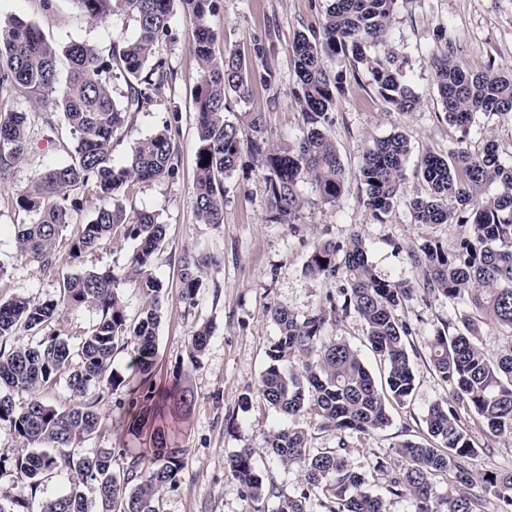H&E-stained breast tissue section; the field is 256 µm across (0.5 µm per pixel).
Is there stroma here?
<instances>
[{"label":"stroma","mask_w":512,"mask_h":512,"mask_svg":"<svg viewBox=\"0 0 512 512\" xmlns=\"http://www.w3.org/2000/svg\"><path fill=\"white\" fill-rule=\"evenodd\" d=\"M326 5V0H216L210 18L217 35L216 54L227 49L249 50L257 38L267 46L275 82L254 85L250 100L232 103L231 110L236 116L263 113L265 137L271 144L297 140L304 129L301 107L292 94L295 68L288 45L296 33L317 26ZM0 19L34 24L59 48L72 42L91 44L104 60L113 43L136 31L131 14L116 12L97 20L85 16L74 0H0ZM189 38L188 18L176 13L168 34L155 46L156 57L165 60L174 74L171 87L134 113L130 132L112 149L116 161H125L136 142L164 127L178 149L177 177L136 183L126 200L128 211L155 214L166 226V238L153 267L165 289L154 368L150 375L133 376L131 348L115 351L112 368L130 382L115 389L103 384L88 391L86 398L95 402L102 424L79 449L151 447V427H144L137 437L128 431L134 414L130 400L151 397L159 413L157 425L187 451L177 486L163 495L161 512H254V502L228 471L226 459L238 448L257 447L260 431L280 423L258 396L267 352L278 336L268 309L282 305L301 317L325 298L342 300L347 287L344 280L305 272L304 264L317 241L344 246L353 234H360L375 273L414 288L400 318L411 332L407 351L415 389L404 404L393 407L387 428L366 436L343 437L314 427L310 416L295 417L294 426L308 429L310 446L333 448L343 440L352 449L349 460L354 467L368 471L380 462L391 470L402 463L397 445L408 439L426 440L429 409L450 401L451 389L432 365L430 343L438 329L458 324L465 306L456 299L424 294L423 272L410 254L430 241L453 246L458 228L415 223L407 201L425 191L422 180L414 175L421 157L429 152L447 155L462 137L443 116L433 81L432 52L447 48L455 62L467 69L490 62L505 71L512 69V0H405L399 6L386 43L374 52L383 56L391 51L403 60L405 78L419 103L414 111H396L379 97L366 72L350 79L327 128L346 170L344 195L338 205H325L317 202L311 184H299L307 204L293 225L267 222L269 200L262 171L247 158L224 180L223 224L198 220L193 194L197 137L192 91L201 68L188 49ZM0 112L29 113L31 141L25 160L0 181V264L8 270L0 278V302L18 295L52 298L67 274L122 268L135 243L120 226L113 228L111 240L100 249L77 259L69 256L82 224L95 214L98 202L94 199L75 214L66 229L55 270H43L21 255L16 226L27 215L17 207L16 196L46 164L64 158L73 140L50 105L12 88H0ZM393 132L409 141V178L403 200L377 222L361 204L365 190L357 176L358 162L372 140ZM465 137L476 152L487 140H495L502 158L512 162V118L478 116ZM188 249L203 250L217 259L206 269L204 286L192 307L182 302L179 288L180 257ZM204 321L211 324L212 336L194 364L189 339L195 326ZM179 389L191 394L190 409L179 408L172 399V392ZM468 429L478 447L472 466L477 479L471 492L480 496L484 474L512 471V434L495 435L474 423Z\"/></svg>","instance_id":"stroma-1"}]
</instances>
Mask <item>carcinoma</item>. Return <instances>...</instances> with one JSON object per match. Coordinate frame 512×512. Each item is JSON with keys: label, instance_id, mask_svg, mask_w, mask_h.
Masks as SVG:
<instances>
[{"label": "carcinoma", "instance_id": "carcinoma-1", "mask_svg": "<svg viewBox=\"0 0 512 512\" xmlns=\"http://www.w3.org/2000/svg\"><path fill=\"white\" fill-rule=\"evenodd\" d=\"M75 2L94 18L119 5L135 17L137 32L113 45L106 63L91 45H68L64 53L69 69L63 82L57 69L58 50L36 26L20 20L0 23V85L6 83L37 100L57 94V110L74 139L67 159L39 172L31 186L18 194V208L36 219L17 225V240L26 258L45 270L54 269L60 259L58 242L74 214L84 209L87 198L79 190L87 187L100 207L82 226L70 255L78 258L99 249L118 224L125 226L136 247L119 270L65 276L55 298L0 302V389H5L0 392V426L8 427L19 443L13 455L0 453V473L11 458L25 478L15 493L3 496L0 512H88L84 487L89 484L100 512H160L161 496L177 485L186 455V449L171 445L163 431L154 430L153 459L142 472L141 457L129 448L90 452L76 448L101 424L94 403L84 400L88 390L104 382L115 389L124 382L112 370L115 339L133 336L140 374H149L154 366L163 284L152 269L165 227L150 213L128 219L123 200L134 182L175 178L178 153L167 126L138 142L124 163L114 160L112 146L128 127L131 113L170 86L171 72L164 60L154 57V50L174 17L173 0ZM181 2L192 24L189 50L201 66L193 91L198 138L193 193L203 224L224 223V176L245 156L262 163L270 223L299 220L305 200L297 186L305 180L321 203L340 201L346 171L326 124L345 95L347 75L328 70L324 57H349L352 71L365 70L379 96L399 112H411L419 102L404 80L401 60L392 54H369L370 48L386 42L401 0H328L319 26L298 33L288 47L306 134L296 143L273 147L264 137L263 113H247L245 132L224 115L229 97L245 100L253 80L269 85L275 79L265 45L256 43L247 54L226 50L216 56V35L209 22L215 0ZM432 68L444 119L460 131L468 132L480 114H512V72L505 74L491 63L463 70L441 49L432 56ZM114 69L123 74L126 86L119 100L103 78ZM28 125L26 112H0V178L24 159ZM408 153L407 138L401 133L376 139L362 152L358 176L365 188L363 205L372 219L383 221L403 196ZM416 175L427 193L409 202L414 222L463 228L452 248L427 242L411 254L413 263L424 271L423 290L459 299L472 314L433 337L431 361L450 385L454 404L437 403L429 409L425 423L430 441L406 440L398 445L397 453L406 465L386 477L385 490L397 497L411 495L416 512H485L484 500L463 489L473 482L475 447L458 410L494 434L512 433V164L501 158L496 141L489 140L479 153L460 147L445 157L427 154ZM211 262L195 251L181 257L180 299L190 307ZM304 269L326 279L342 278L348 289L342 304L329 296L301 318L281 305L270 308L278 338L260 378V399L282 420L306 413L317 428L341 434L368 435L388 427L390 402L402 404L414 390L406 350L410 331L398 315L414 289L378 277L358 234L344 249L328 240L316 243ZM131 281L149 301L132 326L118 293ZM76 306L95 309L98 319L73 344L54 326ZM351 312L365 324L366 342L383 367L379 378L357 349L326 336L329 327ZM485 319L505 336L494 356L478 344ZM21 328L38 340L6 349ZM211 336L209 324L198 326L190 339L192 351L202 353ZM61 378L76 398L63 411L40 397L44 387ZM17 396L26 397L24 405H16ZM260 443L283 465L299 471L300 484L293 493H285L257 470L253 447L233 452L226 464L248 496L272 504V512H307L312 499L322 512H386L384 500L372 491L383 466L377 464L370 472L356 469L344 440L336 448H313L308 431L288 427L260 432ZM118 462L120 472L115 468ZM57 473L71 477L68 490L42 498L39 508H34L37 494L45 492V481ZM448 475L462 488L437 502L432 497L433 481ZM482 482L484 490L502 503V512H512V472L486 473Z\"/></svg>", "mask_w": 512, "mask_h": 512}]
</instances>
